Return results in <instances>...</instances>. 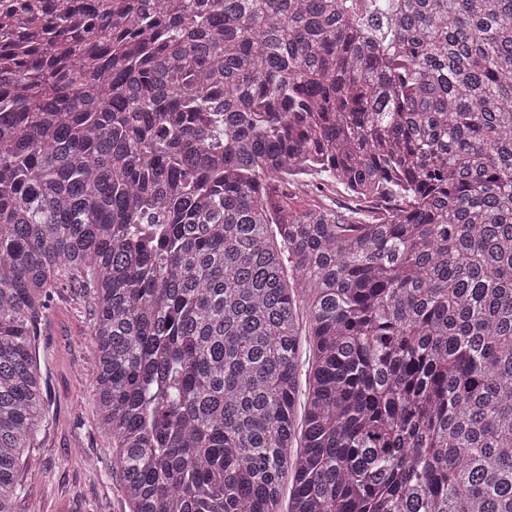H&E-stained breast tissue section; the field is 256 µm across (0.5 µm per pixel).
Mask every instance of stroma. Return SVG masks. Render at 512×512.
<instances>
[{"instance_id":"stroma-1","label":"stroma","mask_w":512,"mask_h":512,"mask_svg":"<svg viewBox=\"0 0 512 512\" xmlns=\"http://www.w3.org/2000/svg\"><path fill=\"white\" fill-rule=\"evenodd\" d=\"M91 306L83 288L67 285L53 297L39 339L49 403L32 451L37 463L22 472L19 512H129L112 437L93 401Z\"/></svg>"}]
</instances>
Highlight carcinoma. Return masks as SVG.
<instances>
[{"label":"carcinoma","instance_id":"carcinoma-1","mask_svg":"<svg viewBox=\"0 0 512 512\" xmlns=\"http://www.w3.org/2000/svg\"><path fill=\"white\" fill-rule=\"evenodd\" d=\"M64 282L131 512H512V0H0V512ZM320 195L321 194L318 193L315 188L298 186V188L293 189V192L288 196V205L297 210L311 208L314 205L322 203H330L332 200L336 201V205L344 208L354 205V202L342 193H329L327 194V198Z\"/></svg>","mask_w":512,"mask_h":512}]
</instances>
